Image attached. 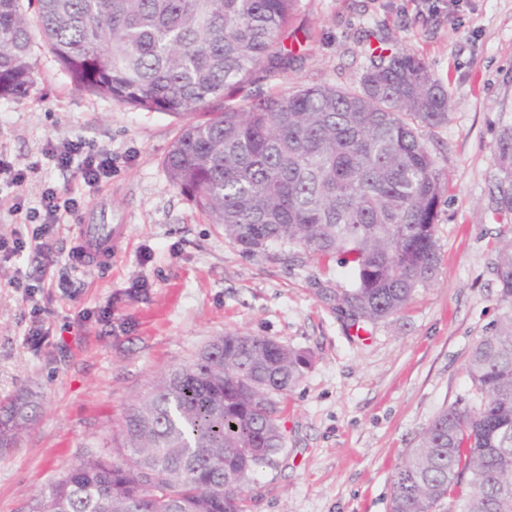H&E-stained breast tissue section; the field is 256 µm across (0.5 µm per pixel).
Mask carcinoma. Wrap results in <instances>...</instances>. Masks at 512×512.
Listing matches in <instances>:
<instances>
[{
  "mask_svg": "<svg viewBox=\"0 0 512 512\" xmlns=\"http://www.w3.org/2000/svg\"><path fill=\"white\" fill-rule=\"evenodd\" d=\"M296 0H0V98L26 96L42 40L79 90L185 119L166 174L245 254L272 244L351 266L337 309L389 317L432 281L445 182L419 128L448 122L417 57L372 55L358 86L233 102L285 72ZM512 214V121L493 149ZM503 312L467 362L470 397L443 407L392 482L388 512H512V239L493 266ZM310 354L238 332L167 368L128 407L111 450L72 466L28 512H245L243 486L285 446L276 397ZM20 396L0 448L32 421Z\"/></svg>",
  "mask_w": 512,
  "mask_h": 512,
  "instance_id": "1",
  "label": "carcinoma"
}]
</instances>
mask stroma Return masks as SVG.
<instances>
[{"label": "stroma", "instance_id": "obj_1", "mask_svg": "<svg viewBox=\"0 0 512 512\" xmlns=\"http://www.w3.org/2000/svg\"><path fill=\"white\" fill-rule=\"evenodd\" d=\"M382 42L423 59L452 109L422 131L447 182L438 275L373 324L329 298L350 287L348 268L297 248L243 254L173 187L163 159L178 119L76 90L36 44L28 95L0 99V156L26 173L0 190V237L31 235L26 215L46 187L82 205L60 213L50 254L0 259V405L22 388L38 403L16 447L0 450V512H27L70 467L107 452L157 373L227 331L312 356L282 402L285 446L246 488L250 512H388L397 469L438 411L467 397L469 351L500 313L493 263L512 217L496 212L493 146L512 119V0H297L292 69L244 92L353 87ZM77 139L112 155L96 189L45 157ZM81 224L128 225L109 266L73 265ZM38 325L49 334L36 343Z\"/></svg>", "mask_w": 512, "mask_h": 512}]
</instances>
